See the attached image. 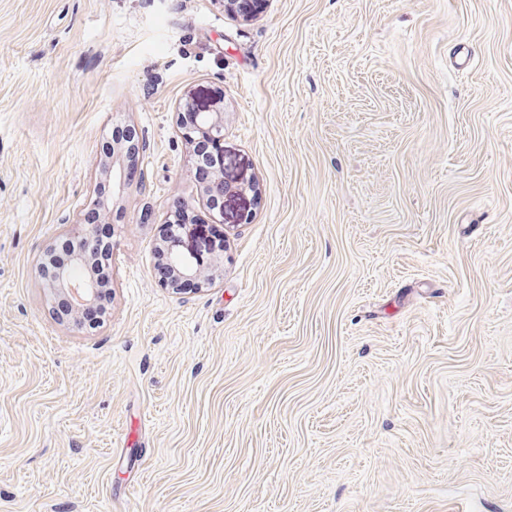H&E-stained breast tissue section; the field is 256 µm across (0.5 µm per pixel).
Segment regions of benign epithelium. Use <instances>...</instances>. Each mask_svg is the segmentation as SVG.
I'll return each mask as SVG.
<instances>
[{
	"mask_svg": "<svg viewBox=\"0 0 512 512\" xmlns=\"http://www.w3.org/2000/svg\"><path fill=\"white\" fill-rule=\"evenodd\" d=\"M181 137L193 142L196 133H201L218 141H224V108L214 104L207 109L197 112V123L193 128L179 127ZM144 145L140 137L126 144L112 146L97 164L94 174L93 189L87 204V212L83 218L64 230L62 238L67 241L76 239L78 245L72 249L64 261L58 264L45 279L51 291L65 297V306L53 310L55 318L64 324L76 328H84L87 317L96 314L100 317L108 313L112 304V266L106 263L100 266L98 244V222L93 216L104 218L112 213L114 199L123 196L130 187L128 170L140 158ZM106 182L111 187L109 194L102 193L101 183ZM200 192L206 203L211 204L224 199V175L222 169L214 171L213 175L200 182ZM179 204L169 207L167 223L175 228L164 241L162 250L168 260L176 257L182 259L174 264L173 280L165 283V287L177 290V282L192 281L197 288L209 286L216 273L224 271V257L212 256L203 260L196 251H183L182 238L178 229L183 222L175 219ZM81 276H75V272Z\"/></svg>",
	"mask_w": 512,
	"mask_h": 512,
	"instance_id": "benign-epithelium-1",
	"label": "benign epithelium"
}]
</instances>
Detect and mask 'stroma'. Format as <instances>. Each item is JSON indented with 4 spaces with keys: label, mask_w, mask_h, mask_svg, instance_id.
<instances>
[{
    "label": "stroma",
    "mask_w": 512,
    "mask_h": 512,
    "mask_svg": "<svg viewBox=\"0 0 512 512\" xmlns=\"http://www.w3.org/2000/svg\"><path fill=\"white\" fill-rule=\"evenodd\" d=\"M190 91L224 274L175 292ZM117 123L78 330L38 265ZM0 512H512V0H0ZM197 123L194 128L179 126L181 137L188 141L191 145L195 138L196 132L205 134L210 138L220 142L224 141V108L219 103L210 106L208 109H199L196 112ZM224 169V164L221 165L220 168L214 171L213 175L206 179L205 181H200V192L202 197L206 200V203L209 205L216 200L222 202L221 208L217 211L221 221H224V175L222 174V170ZM218 219V222H221Z\"/></svg>",
    "instance_id": "stroma-1"
}]
</instances>
